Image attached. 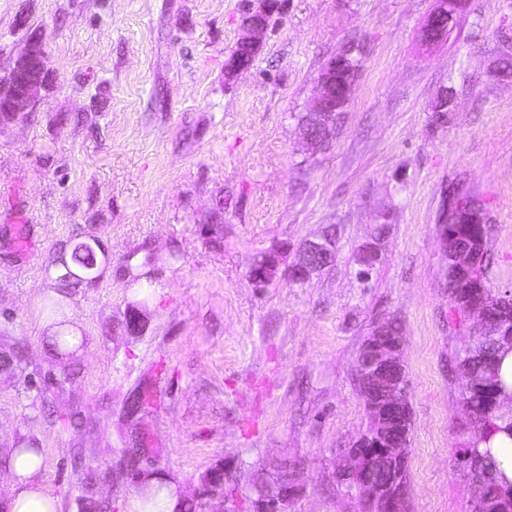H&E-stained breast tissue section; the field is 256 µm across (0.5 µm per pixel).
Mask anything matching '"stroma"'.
<instances>
[{
  "label": "stroma",
  "instance_id": "stroma-1",
  "mask_svg": "<svg viewBox=\"0 0 512 512\" xmlns=\"http://www.w3.org/2000/svg\"><path fill=\"white\" fill-rule=\"evenodd\" d=\"M260 4L0 0V76L24 49L22 12L56 73L37 112L0 125V351L24 352L21 371L0 374V503L26 438L60 512H83L77 455L107 512H130L134 448L189 500L227 468L241 512L251 473L296 457L303 493L288 512H359L335 468L368 425L359 349L391 319L409 383L407 512H470L456 354L480 325L448 303L440 222L449 189L477 201L491 227L486 286L512 291V80L497 71L512 0H468L431 47L421 30L435 0H278L254 66L226 77L243 13ZM351 43L365 61L343 122L309 154L297 117ZM330 224L334 258L309 281L252 283L258 253L282 249L290 267ZM94 238L105 256L64 299L79 346L54 351L53 262ZM139 300L147 325L132 336L122 320ZM62 361L81 373L53 406L80 413L78 427L49 423L27 382ZM141 390L150 403L128 416Z\"/></svg>",
  "mask_w": 512,
  "mask_h": 512
}]
</instances>
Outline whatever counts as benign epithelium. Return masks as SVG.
<instances>
[{
	"label": "benign epithelium",
	"mask_w": 512,
	"mask_h": 512,
	"mask_svg": "<svg viewBox=\"0 0 512 512\" xmlns=\"http://www.w3.org/2000/svg\"><path fill=\"white\" fill-rule=\"evenodd\" d=\"M274 4L276 0H264L263 7L246 11L235 47L224 62L226 76L237 75L254 65L260 52V37L268 30V15L273 12ZM460 9L461 0H437L422 28V42L433 46L447 39L454 30ZM15 29L23 32L25 47L0 78L1 120L37 111L44 103L43 91L52 81L41 30L30 25L29 17L24 13L17 16ZM348 53L349 48L346 47L322 66L315 82L312 103L307 109L308 118L298 123L302 139L313 154L326 148L332 134L336 133V113L349 102L352 83L337 85ZM475 223V218L458 217L441 225L444 246L458 265L460 281L469 288L480 287V281L473 272L475 261L463 241L465 230L459 225ZM335 247L336 240L324 233L316 240L306 241L299 260L288 269L289 278L299 283L309 280L321 271V260H333ZM262 255L263 261L253 263L250 269V278L258 287L278 277L282 261L281 252L277 249L264 251ZM144 317V305H130L124 316L127 332H142ZM402 347V337L386 335L379 323L371 331L358 360L359 371L364 373L360 392L366 410L374 414L379 429L359 437L340 451L336 476L343 484L361 492L363 512H405L403 504L408 498V489L401 480L398 467L405 448L393 428V419L398 415L405 416L409 408L405 387L397 377L402 368ZM376 456L390 466V474L382 482L374 481L372 476ZM301 491L302 487L295 480L280 484L258 499L253 512H287L288 504Z\"/></svg>",
	"instance_id": "benign-epithelium-1"
}]
</instances>
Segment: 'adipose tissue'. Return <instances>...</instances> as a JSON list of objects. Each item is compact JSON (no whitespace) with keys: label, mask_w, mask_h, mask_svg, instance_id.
<instances>
[{"label":"adipose tissue","mask_w":512,"mask_h":512,"mask_svg":"<svg viewBox=\"0 0 512 512\" xmlns=\"http://www.w3.org/2000/svg\"><path fill=\"white\" fill-rule=\"evenodd\" d=\"M41 459L21 448L10 455L11 490L8 512H58L59 503L44 488L40 476Z\"/></svg>","instance_id":"1"}]
</instances>
